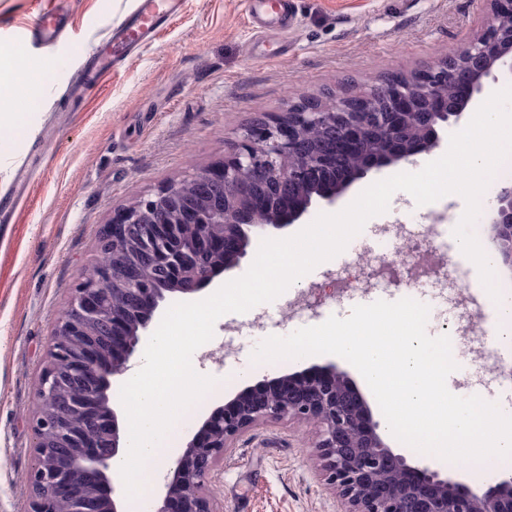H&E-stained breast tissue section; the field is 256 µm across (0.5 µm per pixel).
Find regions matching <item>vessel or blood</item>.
Here are the masks:
<instances>
[{
    "label": "vessel or blood",
    "mask_w": 512,
    "mask_h": 512,
    "mask_svg": "<svg viewBox=\"0 0 512 512\" xmlns=\"http://www.w3.org/2000/svg\"><path fill=\"white\" fill-rule=\"evenodd\" d=\"M180 7L181 0H137L134 10L100 46L94 67L95 84H105L113 69L129 61L138 47L157 33ZM67 24L66 17L54 12L38 17L31 28V49L41 51L51 47Z\"/></svg>",
    "instance_id": "b4317fda"
}]
</instances>
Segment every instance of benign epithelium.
I'll return each instance as SVG.
<instances>
[{
  "label": "benign epithelium",
  "mask_w": 512,
  "mask_h": 512,
  "mask_svg": "<svg viewBox=\"0 0 512 512\" xmlns=\"http://www.w3.org/2000/svg\"><path fill=\"white\" fill-rule=\"evenodd\" d=\"M484 30L438 66L384 79L353 95L301 99L247 127L224 159L112 216L97 250L125 256L83 276L56 323L32 418L30 512H127L112 461L121 443L114 380L127 371L166 294H194L237 268L253 239L299 221L313 202L333 205L354 182L428 151L458 122L495 68L512 70V0H491ZM465 90L462 95L456 94ZM332 129L326 142L307 134ZM350 167H335L340 158ZM493 229L512 265V186L501 190ZM112 356L105 358L102 347ZM314 426L327 480L346 512H512V475L474 491L412 464L379 433L363 395L330 364L247 386L200 419L169 471L155 512H224L215 490L224 455L260 422Z\"/></svg>",
  "instance_id": "7a95c632"
}]
</instances>
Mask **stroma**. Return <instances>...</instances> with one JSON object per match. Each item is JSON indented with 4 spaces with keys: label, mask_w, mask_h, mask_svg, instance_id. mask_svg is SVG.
Here are the masks:
<instances>
[{
    "label": "stroma",
    "mask_w": 512,
    "mask_h": 512,
    "mask_svg": "<svg viewBox=\"0 0 512 512\" xmlns=\"http://www.w3.org/2000/svg\"><path fill=\"white\" fill-rule=\"evenodd\" d=\"M136 0H0V84H16L0 110L15 115L0 135V156L20 171L0 167V193L14 190L16 210L0 213V512H28L23 478L33 462L31 420L35 386L48 363L51 334L83 270L97 257L96 236L118 210L184 173L223 159L256 118L287 110L299 97L368 89L392 75H409L437 57L460 51L492 14L490 0H293L287 31L259 33L247 21L246 0H185L182 12L142 45L96 92L76 86L98 46L130 14ZM69 16L66 35L35 53L28 31L40 13ZM403 165L371 172L335 205L313 203L299 223L267 229L286 238L318 214L343 209L369 184L403 172ZM465 209L450 194L416 205L396 192L386 213L357 235L358 252L374 265L389 247L381 225H427L444 213L454 230ZM349 253L334 259V274L319 264L305 284L320 288L316 312L287 315L296 288L261 304L267 318L235 314L237 336L216 321L214 343L230 342L221 366L197 365L217 383L195 411L203 416L244 388L237 369L254 381L328 363L325 355L253 363L256 345L346 317L351 298L334 292V277L355 278ZM224 512H345L328 485L314 446L313 427L261 424L228 451L217 476Z\"/></svg>",
    "instance_id": "35a3bbf8"
}]
</instances>
